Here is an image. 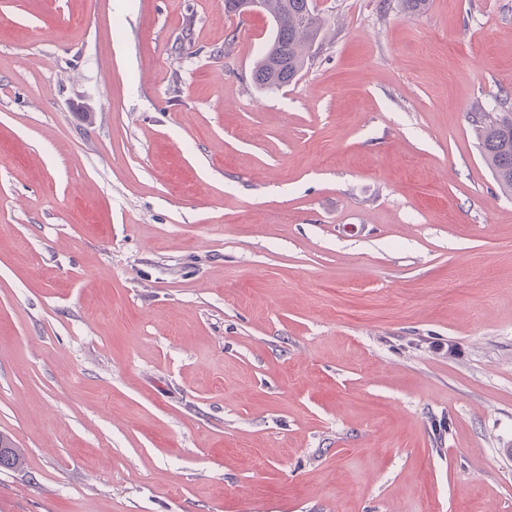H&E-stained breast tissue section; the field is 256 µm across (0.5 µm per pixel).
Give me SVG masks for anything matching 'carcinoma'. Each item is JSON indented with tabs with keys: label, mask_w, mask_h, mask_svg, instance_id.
Returning <instances> with one entry per match:
<instances>
[{
	"label": "carcinoma",
	"mask_w": 512,
	"mask_h": 512,
	"mask_svg": "<svg viewBox=\"0 0 512 512\" xmlns=\"http://www.w3.org/2000/svg\"><path fill=\"white\" fill-rule=\"evenodd\" d=\"M262 11L274 23L272 39L256 62L252 78L261 90H279L297 81L318 40L322 21L313 0H263ZM483 161L500 190L512 195V107L501 104L498 112H476L470 117ZM0 471L20 472V449L0 436Z\"/></svg>",
	"instance_id": "1"
}]
</instances>
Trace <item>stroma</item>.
Listing matches in <instances>:
<instances>
[{
    "instance_id": "35a3bbf8",
    "label": "stroma",
    "mask_w": 512,
    "mask_h": 512,
    "mask_svg": "<svg viewBox=\"0 0 512 512\" xmlns=\"http://www.w3.org/2000/svg\"><path fill=\"white\" fill-rule=\"evenodd\" d=\"M0 0V512H512V0ZM249 12L263 11L274 23L272 39L256 62L252 78L260 90H279L296 82L318 40L322 21L312 0H248ZM499 112H474L469 119L483 161L500 190L512 195V108L501 104ZM3 441L4 447H0V471L21 472L24 469V457L19 448L5 436H0V443Z\"/></svg>"
}]
</instances>
